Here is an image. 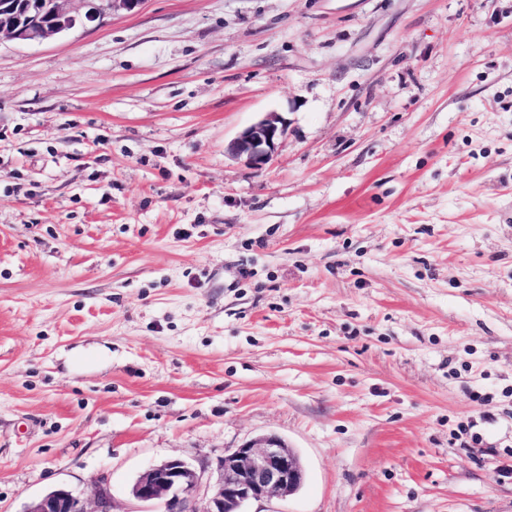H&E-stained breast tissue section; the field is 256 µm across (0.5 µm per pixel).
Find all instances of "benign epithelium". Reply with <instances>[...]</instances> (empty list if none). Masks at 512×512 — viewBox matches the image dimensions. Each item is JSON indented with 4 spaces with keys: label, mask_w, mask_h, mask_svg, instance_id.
I'll use <instances>...</instances> for the list:
<instances>
[{
    "label": "benign epithelium",
    "mask_w": 512,
    "mask_h": 512,
    "mask_svg": "<svg viewBox=\"0 0 512 512\" xmlns=\"http://www.w3.org/2000/svg\"><path fill=\"white\" fill-rule=\"evenodd\" d=\"M0 0V38L43 40L94 22L120 5L131 10L142 0ZM288 132L281 112H267L242 130L229 144V152L256 168L269 165L279 141ZM217 478L203 484L204 471L178 457H170L144 470L131 487L138 501L158 504L162 512H244L253 501L286 498L304 481L305 470L297 453L277 435L256 437L224 454ZM202 507H197L198 501ZM25 512H112L107 482L96 486L95 509L89 511L72 491L57 488L44 493Z\"/></svg>",
    "instance_id": "benign-epithelium-1"
}]
</instances>
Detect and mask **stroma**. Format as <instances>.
<instances>
[{"mask_svg":"<svg viewBox=\"0 0 512 512\" xmlns=\"http://www.w3.org/2000/svg\"><path fill=\"white\" fill-rule=\"evenodd\" d=\"M265 434L306 477L248 512H512V0L0 41V512ZM288 119L281 112H267L256 122L242 130L229 144V152L256 168L269 165L279 141L288 132Z\"/></svg>","mask_w":512,"mask_h":512,"instance_id":"1","label":"stroma"}]
</instances>
